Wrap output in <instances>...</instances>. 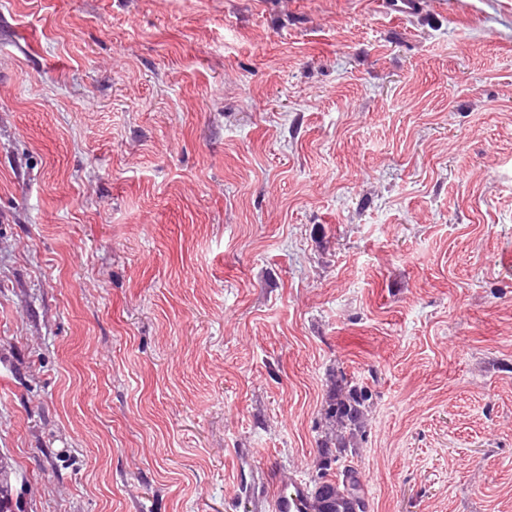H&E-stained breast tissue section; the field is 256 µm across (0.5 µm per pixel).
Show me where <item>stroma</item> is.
Wrapping results in <instances>:
<instances>
[{
	"instance_id": "obj_1",
	"label": "stroma",
	"mask_w": 512,
	"mask_h": 512,
	"mask_svg": "<svg viewBox=\"0 0 512 512\" xmlns=\"http://www.w3.org/2000/svg\"><path fill=\"white\" fill-rule=\"evenodd\" d=\"M420 2L0 0L22 512H512V0ZM370 398L368 391L350 386L346 376L336 378V394L326 409L327 417L336 419V448L349 447L361 432L360 420ZM324 477H318V480H314L313 490L311 494L318 500L322 499L323 496H331L334 494L336 497H343L347 504H352L353 508L346 510L345 505L340 502L336 505H331V508H336L342 512H365L364 500L359 496L358 493V477L356 471L350 468H345L343 471V479L341 486L334 485L328 481H322ZM333 511V512H336ZM311 507L308 486L299 481L287 484L270 503L272 512H308Z\"/></svg>"
}]
</instances>
